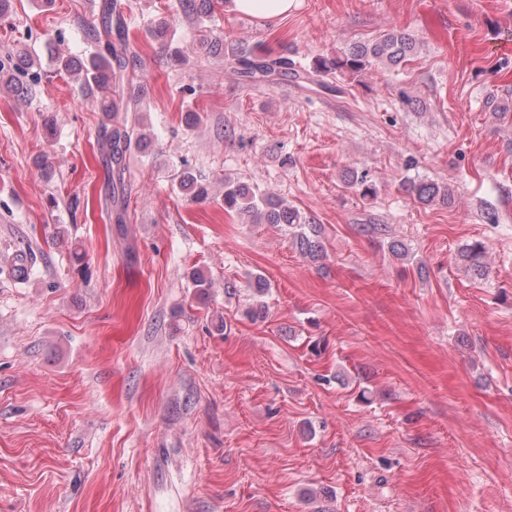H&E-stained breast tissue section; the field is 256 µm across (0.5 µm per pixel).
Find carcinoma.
<instances>
[{
	"instance_id": "1",
	"label": "carcinoma",
	"mask_w": 512,
	"mask_h": 512,
	"mask_svg": "<svg viewBox=\"0 0 512 512\" xmlns=\"http://www.w3.org/2000/svg\"><path fill=\"white\" fill-rule=\"evenodd\" d=\"M222 4L223 0H178L181 12L194 21L209 18L214 14L215 8ZM86 36L94 46L91 56L80 60L60 53L56 57L58 70L76 76L80 90L90 96L103 112L141 111V96L136 88L126 82L130 71L139 65V47L131 40L128 19L114 0H102L98 22L87 24ZM414 50L415 41L409 34L391 29L374 40L351 46L344 56L330 63L322 62L312 70H299L289 64L288 58L284 56L275 57L266 52L258 55L234 46L231 51L224 53V58L235 64L240 74L249 78L291 74L310 79L332 69L359 75L379 63L396 68ZM13 69L26 71L29 81H16L11 74ZM40 79L38 73L29 71V64L22 58L11 62L7 67L0 66V89L18 99L28 97ZM139 126L140 120L137 116L131 123L123 122L112 129L106 143V151L112 160L114 223L121 229L126 224L124 154L133 145L139 147L149 144L147 136L140 132ZM178 189L192 202H204L210 196L207 185L199 182L186 168L179 176ZM406 191L422 205H448L453 198L449 186L427 179L409 182ZM224 211L244 213L255 224H284L295 230V245L303 257L314 262L322 256L319 242L305 231L308 225L306 217L281 198L261 192L245 182L226 180ZM486 252L487 246L484 242L474 241L458 250V259L468 270L483 277L487 272Z\"/></svg>"
}]
</instances>
